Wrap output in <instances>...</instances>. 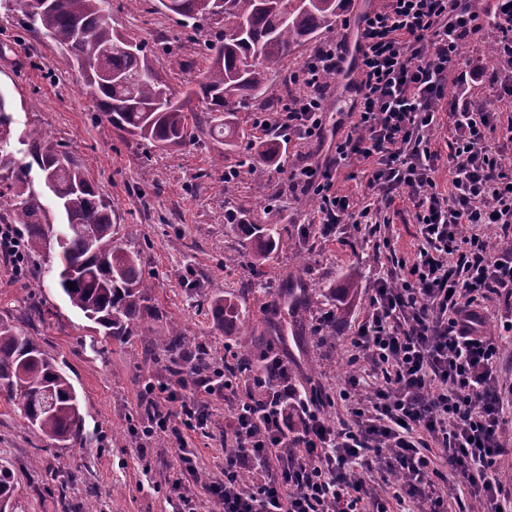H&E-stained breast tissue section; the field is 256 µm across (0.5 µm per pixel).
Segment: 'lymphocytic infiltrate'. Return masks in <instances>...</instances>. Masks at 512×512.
<instances>
[{
	"label": "lymphocytic infiltrate",
	"instance_id": "f902f5d3",
	"mask_svg": "<svg viewBox=\"0 0 512 512\" xmlns=\"http://www.w3.org/2000/svg\"><path fill=\"white\" fill-rule=\"evenodd\" d=\"M491 12L472 0H380L357 21L361 44L357 102L348 129L323 162L300 157L288 169L291 189L318 202L322 236L340 224L379 230L382 208L399 196L414 203L421 243L413 262L398 261L378 278L367 314L351 339L353 361L370 379L351 376L339 393L352 422L329 424L321 396L302 392L286 357L264 355L220 382L148 387L143 399L160 416L144 434L208 426L209 398L231 408L220 432L224 468L202 487L220 512H448V480L457 491L500 512L512 485L499 463L512 383L496 373L503 346L487 336L488 303L512 299V243H490L489 225L512 230V157L488 134L512 142V88L501 97L510 113L470 103L453 76L462 45L490 39L501 66L512 69V0ZM347 38L320 43L289 80L299 94L275 116L257 118L287 139L324 143L327 79L341 76ZM451 133L447 192L434 175L439 154L430 133L440 113ZM369 163L371 199L340 193L336 174ZM380 457L394 475L391 500L368 498L356 469Z\"/></svg>",
	"mask_w": 512,
	"mask_h": 512
}]
</instances>
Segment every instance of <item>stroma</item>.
I'll return each instance as SVG.
<instances>
[{"label": "stroma", "instance_id": "1", "mask_svg": "<svg viewBox=\"0 0 512 512\" xmlns=\"http://www.w3.org/2000/svg\"><path fill=\"white\" fill-rule=\"evenodd\" d=\"M112 25L145 42L156 69L174 89L194 85L209 65L205 57L181 46L187 35L202 42L223 37V24L199 31L184 27L179 16L155 9L154 0H111ZM0 91L7 93L14 118L17 163H24L20 138L29 126L41 128L53 142L72 152L111 201L116 223L136 230L145 250L144 277L161 324L176 322L192 337L205 339L218 354L287 356L301 389L329 392L348 378L346 346L364 318L371 288L381 267L364 241V228L341 224L325 238L313 224L316 202L288 188L286 171L298 154L325 158L318 144L288 143L279 162L267 165L256 180L249 164L262 132L253 113L240 111V136L233 148L220 138L198 134L195 141L161 150L113 127L101 118L76 66L43 35L27 29L21 12L0 5ZM489 42L463 46L454 72L479 68L469 99L499 111L504 84L512 72L488 54ZM240 168L232 185L224 170ZM272 209L288 228V245L264 265H253L250 242L237 226ZM389 237L397 258L413 260L418 226L412 201L396 198L385 209ZM296 277L315 293L346 287L358 291L345 298L344 311L334 303L312 307L310 332L292 333L286 306L278 294L287 277ZM237 296L246 317L231 334L213 330L208 306L217 290ZM0 317L38 339L73 383L85 418L84 444L47 448L42 435L29 428L16 409L0 396V458L15 475L14 512H63L58 488L68 484L73 512H172L169 486L179 464L171 433L138 437L131 425L142 420L146 379L166 381L160 366L146 359L138 337L102 343L92 322L71 307L55 278L45 276L42 257H31L23 276H15L0 256ZM325 344H318L320 336Z\"/></svg>", "mask_w": 512, "mask_h": 512}]
</instances>
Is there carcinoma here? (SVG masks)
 Here are the masks:
<instances>
[{
  "label": "carcinoma",
  "mask_w": 512,
  "mask_h": 512,
  "mask_svg": "<svg viewBox=\"0 0 512 512\" xmlns=\"http://www.w3.org/2000/svg\"><path fill=\"white\" fill-rule=\"evenodd\" d=\"M156 7L182 17L196 28L213 17L224 19V39L192 45L205 50L209 66L179 99L153 67L151 51L140 43L129 53L109 21L110 0H15L30 30L49 38L77 66L95 64L83 73L101 116L122 131L165 149L196 139L198 131L224 137L232 145L238 130L235 112L249 106L264 111L288 92L272 81L288 57L324 30L338 25L344 0H154ZM199 107L187 113L191 98ZM13 117L0 93V212L10 224L22 225L28 251L55 254L52 271L70 305L96 325L104 341L143 337L145 356L162 365L172 382L187 375L208 381L249 362L234 363L187 337L176 325L153 326L157 311L143 277V252L137 234L112 222V205L99 193L82 166L60 145L33 126L25 130L29 161L19 165L9 151ZM282 157L281 145L267 139L252 172ZM38 168L46 184L35 188L28 180ZM51 198L53 206L45 204ZM253 242L254 257L264 261L288 236L271 210L258 224H242ZM75 288H70L68 283ZM286 297L297 325L307 309L318 303L315 294L293 284ZM212 325L223 331L240 321L236 296L219 293L211 301ZM0 394L54 447L83 439L84 417L68 375L40 343L0 319ZM13 470L0 462V500L12 499Z\"/></svg>",
  "instance_id": "1"
}]
</instances>
